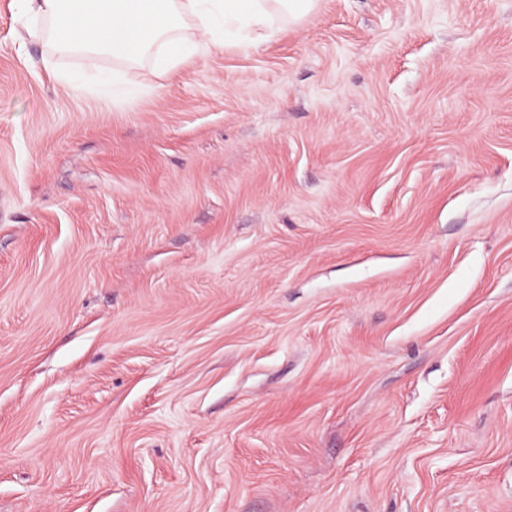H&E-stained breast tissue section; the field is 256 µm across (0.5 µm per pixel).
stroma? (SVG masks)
I'll use <instances>...</instances> for the list:
<instances>
[{
  "mask_svg": "<svg viewBox=\"0 0 512 512\" xmlns=\"http://www.w3.org/2000/svg\"><path fill=\"white\" fill-rule=\"evenodd\" d=\"M30 23L0 512H512V0H318L120 99Z\"/></svg>",
  "mask_w": 512,
  "mask_h": 512,
  "instance_id": "stroma-1",
  "label": "stroma"
}]
</instances>
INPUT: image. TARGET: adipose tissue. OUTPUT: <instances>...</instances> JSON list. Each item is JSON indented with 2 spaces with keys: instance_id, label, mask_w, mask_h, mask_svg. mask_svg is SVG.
I'll use <instances>...</instances> for the list:
<instances>
[{
  "instance_id": "ef3b65f1",
  "label": "adipose tissue",
  "mask_w": 512,
  "mask_h": 512,
  "mask_svg": "<svg viewBox=\"0 0 512 512\" xmlns=\"http://www.w3.org/2000/svg\"><path fill=\"white\" fill-rule=\"evenodd\" d=\"M36 18L27 34L50 36L62 49L111 57L134 66L151 61L165 73L190 62L211 43L301 20L316 0H22ZM194 29L187 38L185 29Z\"/></svg>"
}]
</instances>
